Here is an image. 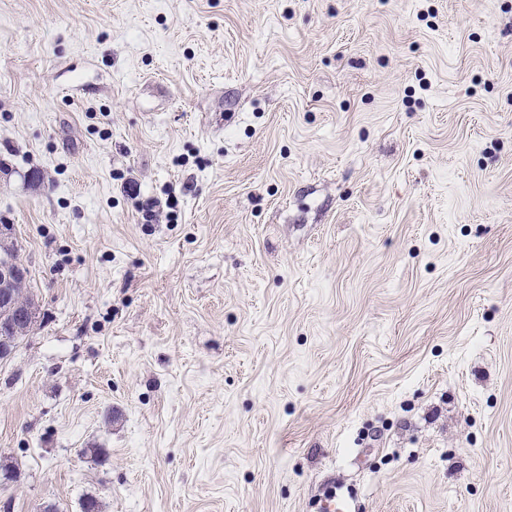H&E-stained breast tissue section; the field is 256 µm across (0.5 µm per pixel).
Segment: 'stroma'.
Here are the masks:
<instances>
[{
  "label": "stroma",
  "instance_id": "1",
  "mask_svg": "<svg viewBox=\"0 0 512 512\" xmlns=\"http://www.w3.org/2000/svg\"><path fill=\"white\" fill-rule=\"evenodd\" d=\"M0 224V512H512V0H0ZM11 229L12 225H1L0 229L1 360L15 353L18 340L30 334L38 318L34 301L26 300L20 293L19 288L29 280V269L18 258L12 240L9 241Z\"/></svg>",
  "mask_w": 512,
  "mask_h": 512
}]
</instances>
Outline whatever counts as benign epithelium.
Listing matches in <instances>:
<instances>
[{"mask_svg": "<svg viewBox=\"0 0 512 512\" xmlns=\"http://www.w3.org/2000/svg\"><path fill=\"white\" fill-rule=\"evenodd\" d=\"M10 225L0 227V358L11 357L18 340L32 331L38 318L34 301L25 299L20 288L29 280V269L18 258L9 241Z\"/></svg>", "mask_w": 512, "mask_h": 512, "instance_id": "7a95c632", "label": "benign epithelium"}]
</instances>
